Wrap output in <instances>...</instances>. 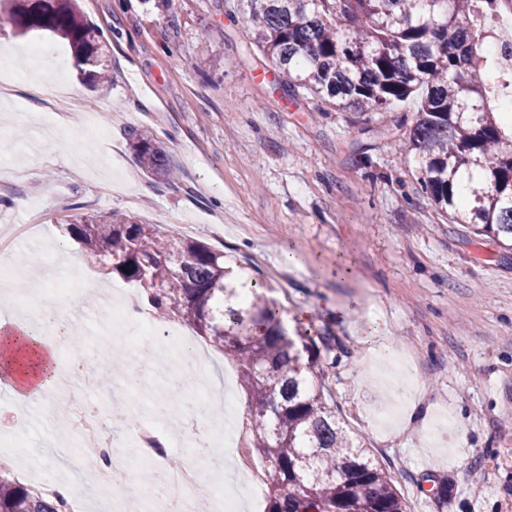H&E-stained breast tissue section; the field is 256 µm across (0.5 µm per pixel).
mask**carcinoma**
I'll return each mask as SVG.
<instances>
[{
    "instance_id": "1",
    "label": "carcinoma",
    "mask_w": 512,
    "mask_h": 512,
    "mask_svg": "<svg viewBox=\"0 0 512 512\" xmlns=\"http://www.w3.org/2000/svg\"><path fill=\"white\" fill-rule=\"evenodd\" d=\"M0 8L16 34L47 32L68 45L80 80L108 77L101 32L75 0H49L37 13L17 0ZM250 47L317 110L366 122L420 96L403 140L421 160V190L454 224L512 247V124L498 118L512 73L488 84L486 43L512 19V0H239ZM138 165L167 182L169 155L146 132L131 135ZM67 233L107 274L140 288L160 322L192 327L229 359L247 397L248 447L262 467L264 512H406L384 469L349 435L321 382L331 365L325 336L291 335L275 300L251 287L229 304L224 251L161 224L126 215L79 214ZM0 512H59L0 467Z\"/></svg>"
}]
</instances>
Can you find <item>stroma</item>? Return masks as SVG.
Segmentation results:
<instances>
[{
	"label": "stroma",
	"mask_w": 512,
	"mask_h": 512,
	"mask_svg": "<svg viewBox=\"0 0 512 512\" xmlns=\"http://www.w3.org/2000/svg\"><path fill=\"white\" fill-rule=\"evenodd\" d=\"M103 35L112 80L88 89L68 46L5 30L0 47L63 61L58 91L23 76L0 92V218L18 275L31 256H78L72 326L102 328L99 304L121 280L66 234L73 215L120 212L223 249L274 289L282 315L329 328V385L351 435L380 461L407 512H512V249L450 223L420 189L418 157L386 127L411 126L414 104L371 125L316 111L248 53L237 0H79ZM152 134L179 172L167 184L135 164L129 135ZM33 469L70 481L49 448L59 437L39 403L0 383V438Z\"/></svg>",
	"instance_id": "1"
}]
</instances>
